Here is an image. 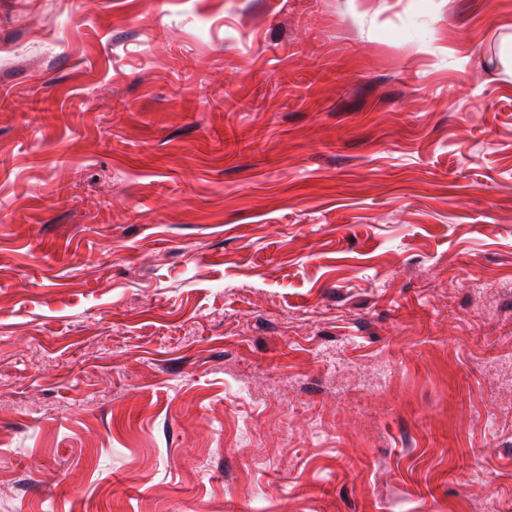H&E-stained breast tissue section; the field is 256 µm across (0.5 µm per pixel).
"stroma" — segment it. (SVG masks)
<instances>
[{
	"label": "stroma",
	"instance_id": "35a3bbf8",
	"mask_svg": "<svg viewBox=\"0 0 512 512\" xmlns=\"http://www.w3.org/2000/svg\"><path fill=\"white\" fill-rule=\"evenodd\" d=\"M512 0H0V512H512Z\"/></svg>",
	"mask_w": 512,
	"mask_h": 512
}]
</instances>
